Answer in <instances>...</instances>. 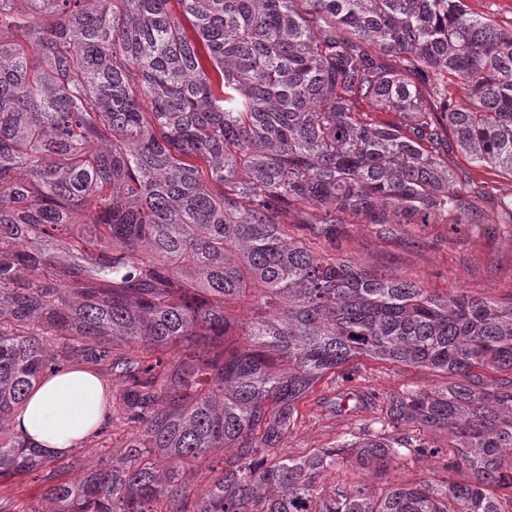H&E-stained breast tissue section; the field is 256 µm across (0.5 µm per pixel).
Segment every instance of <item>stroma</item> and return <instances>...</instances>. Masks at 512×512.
I'll return each mask as SVG.
<instances>
[{
    "label": "stroma",
    "instance_id": "obj_1",
    "mask_svg": "<svg viewBox=\"0 0 512 512\" xmlns=\"http://www.w3.org/2000/svg\"><path fill=\"white\" fill-rule=\"evenodd\" d=\"M448 168L461 181L475 185L498 182L512 201V178L495 175L466 159L457 147L448 150ZM310 248L334 250L337 257L374 272L408 278L443 293L456 288L474 296L512 294V236L494 224H468L451 231L445 224H340L336 243L309 236ZM353 383L318 387L299 407L296 425L279 448L281 456H297L311 448L329 446L339 436L377 421L385 400L403 389L444 386V374L404 365L360 359ZM374 393L375 405L353 412H328L324 399L346 388Z\"/></svg>",
    "mask_w": 512,
    "mask_h": 512
}]
</instances>
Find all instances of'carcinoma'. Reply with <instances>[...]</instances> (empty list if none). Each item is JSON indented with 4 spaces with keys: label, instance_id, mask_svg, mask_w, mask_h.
Listing matches in <instances>:
<instances>
[{
    "label": "carcinoma",
    "instance_id": "obj_1",
    "mask_svg": "<svg viewBox=\"0 0 512 512\" xmlns=\"http://www.w3.org/2000/svg\"><path fill=\"white\" fill-rule=\"evenodd\" d=\"M450 132L512 177V27L469 0H0V477L47 485L0 512H512V296L434 293L292 234L512 224L496 184L448 170ZM361 358L448 384L279 457ZM78 364L112 380L90 467L10 428ZM424 457L465 479H385ZM347 462L363 477L324 490Z\"/></svg>",
    "mask_w": 512,
    "mask_h": 512
}]
</instances>
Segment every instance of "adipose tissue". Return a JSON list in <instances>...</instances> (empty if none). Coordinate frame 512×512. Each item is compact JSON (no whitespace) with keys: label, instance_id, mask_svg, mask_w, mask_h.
<instances>
[{"label":"adipose tissue","instance_id":"adipose-tissue-1","mask_svg":"<svg viewBox=\"0 0 512 512\" xmlns=\"http://www.w3.org/2000/svg\"><path fill=\"white\" fill-rule=\"evenodd\" d=\"M106 386L94 372L77 365L41 381L11 418L26 443L52 455L75 448L105 423Z\"/></svg>","mask_w":512,"mask_h":512}]
</instances>
